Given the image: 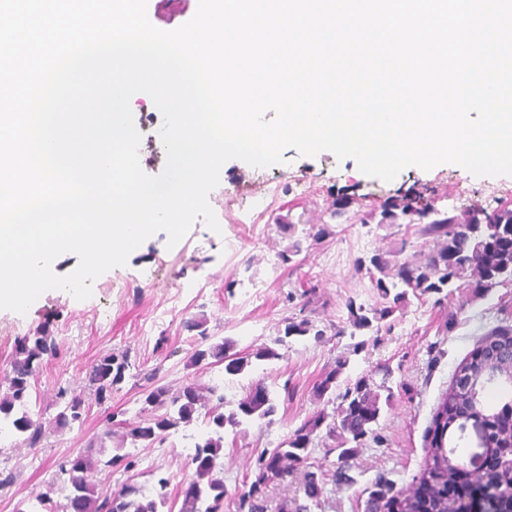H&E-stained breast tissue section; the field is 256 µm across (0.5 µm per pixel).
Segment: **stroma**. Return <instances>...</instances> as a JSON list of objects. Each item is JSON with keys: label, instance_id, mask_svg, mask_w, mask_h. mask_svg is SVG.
<instances>
[{"label": "stroma", "instance_id": "obj_1", "mask_svg": "<svg viewBox=\"0 0 512 512\" xmlns=\"http://www.w3.org/2000/svg\"><path fill=\"white\" fill-rule=\"evenodd\" d=\"M198 0H149L147 14L158 29L170 31L188 22ZM282 164L257 168L232 159L220 170L219 183L208 201L220 224L213 232L204 220H196L188 234L168 246L159 232L132 251L124 266L98 277L92 295L75 299L60 289L45 291L38 305L25 314L0 310V381L10 372V360L19 338L48 327L58 344L56 355L45 357L31 391L45 417H52L59 389L84 398L87 411L82 427L50 434L36 449L7 450L0 455V469L15 473L10 488L0 491V512H14L17 502L46 490L47 482L73 451L86 447L100 431L107 414L140 421V387L151 369H159V382L178 390L189 382L209 385L229 381L233 399H241L251 385L263 383L272 392L278 410L273 424H253L247 433L226 436L221 453L224 483L231 491L253 480L257 452L276 447L293 436L304 422L333 404L317 398L315 386L336 366L340 357L350 359L338 387L366 375L374 383H386L389 400L381 402L372 434L358 445L349 463H342L334 442L318 433L302 463L291 464L285 482L267 486L257 499L260 512H367L378 481L388 482L393 494L411 493L425 465L427 431L433 415L449 392L455 371L493 328L512 325V288H497L488 295L467 288L448 299L428 294L409 297L379 330H365L363 350L350 355L348 300L364 306H383L384 301L358 259L389 252L399 260L413 261L433 251L432 237L415 224L362 223L367 213L380 211L390 200L423 197L433 208L465 210L482 205L497 185L512 187V176L476 177L455 164L424 170L410 166L390 182L361 173L354 160H338L328 151L314 157L286 149ZM312 182L317 193H297L294 178ZM279 186L276 197L257 223L237 224L240 206L256 205L263 180ZM459 203H452V196ZM349 197L343 216H333L338 198ZM294 224L293 233L278 227V218ZM261 248H253V238ZM299 253H292V245ZM276 259L278 271L270 273L268 259ZM266 291L264 304L249 297L251 284ZM305 314L325 334L292 337L282 358L256 361L244 374L226 378L223 366L208 369L189 365L198 339L186 321L205 316L209 335L230 337L241 354L272 345L283 321ZM153 322L142 335L145 322ZM128 353L132 363L120 391L109 407L97 405L86 386V373L99 358ZM137 466L129 473H114V480H130L145 496L154 493V478L147 464L180 482L186 457L180 449L140 448ZM348 465L354 481L337 482L335 474ZM313 474L321 488L317 499L304 495L305 474Z\"/></svg>", "mask_w": 512, "mask_h": 512}]
</instances>
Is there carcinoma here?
<instances>
[{
	"mask_svg": "<svg viewBox=\"0 0 512 512\" xmlns=\"http://www.w3.org/2000/svg\"><path fill=\"white\" fill-rule=\"evenodd\" d=\"M416 216L429 219L421 232L433 237L438 248L412 263L392 261L381 253L373 255L367 265L358 262V269L366 270L379 295L384 299L392 298L393 305L367 308L349 300L346 307L349 323L354 328L350 336L373 328V323L392 314L393 306L405 303L410 294L418 297L444 292L449 297L455 290L467 286L487 295L499 286L512 284V247L490 245L493 239L512 236L511 203L500 200L493 208L458 215L394 201L381 210L379 223L397 224L406 220L411 224ZM204 324L202 319L187 324L188 329L199 331L201 339L189 357L192 366L209 368L222 364L227 375L236 376L244 372L253 358L280 357L274 349L261 346L247 356L231 358L228 352L234 349L235 341L209 336L203 329ZM324 335L325 331L311 319L290 317L285 319L282 334L275 338V342L284 345L290 336L319 339ZM56 351L55 339L45 327L25 337L15 348L8 386L0 394V428L18 434L21 445L27 448L42 446L52 432L70 430L76 424H83L85 401L79 395H68L66 389L59 391L56 414L49 421H43L42 413L31 408L32 382L40 372L44 357ZM348 364L349 358L338 359L336 367L317 384L318 398L336 391V380ZM130 367L126 353H110L90 367L86 379L97 404L110 401L112 393L121 389ZM160 370L161 367L157 366L145 377L141 412L147 415L146 419L131 423L116 421L114 415H108L105 428L93 436L86 447L78 449L63 462L60 474L52 480L48 490L33 493L19 501L15 512H172L171 479L162 473L155 475V495L152 497L144 496L140 487L128 479L115 490L99 492L92 478L103 469L111 474L119 470L127 473L137 466V459L128 454H115L102 460L106 442L116 434V429L122 430V445L164 448L171 438L186 433L199 421L204 428L191 435L195 439L194 452L188 458V473L183 478L187 490L176 493L181 498L179 512H220L227 489L216 468L224 447L225 432L242 433L246 425L256 420L272 424L277 404L268 388L260 383L249 388L246 396L235 405L225 401L219 384L207 386L190 382L172 392L166 386L155 384ZM339 398L341 403L337 412L319 414L297 428L292 438L261 452L255 479L249 483L242 482L234 490L240 512L244 509L255 512L253 498L256 494L288 477V470L273 468L267 463V458L286 457L293 463L304 460L305 451L313 444V435L321 428L329 437H342L344 445L351 440L359 442L372 432V424L380 414V394L369 381L364 377L357 378ZM449 401L450 398H445L433 417L431 448L416 491L405 498H396L389 495V484L381 480L372 494L373 512H380L383 507L388 508V512H448L444 496L453 477L456 451V447L447 448L442 444L445 430L454 419V409L448 408ZM470 427L482 432L488 447L512 448V407L492 414L485 411L472 413L448 430L458 442ZM483 480L501 491L502 512H512V468L489 470L483 475ZM55 486L62 495L61 502L50 495Z\"/></svg>",
	"mask_w": 512,
	"mask_h": 512,
	"instance_id": "1",
	"label": "carcinoma"
}]
</instances>
